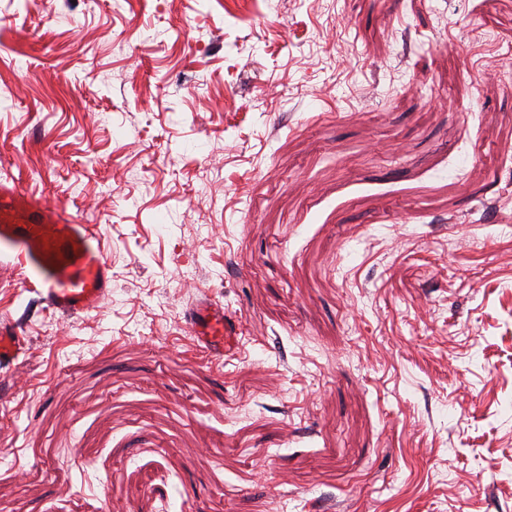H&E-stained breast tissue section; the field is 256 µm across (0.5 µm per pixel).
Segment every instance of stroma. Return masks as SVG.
Here are the masks:
<instances>
[{
    "mask_svg": "<svg viewBox=\"0 0 512 512\" xmlns=\"http://www.w3.org/2000/svg\"><path fill=\"white\" fill-rule=\"evenodd\" d=\"M115 2L0 0V177L112 266L0 270V512H512V0ZM193 339L210 358H224L238 344L239 326L224 314L222 303L205 297L187 312ZM15 322L0 320V368L16 363L27 352L28 343Z\"/></svg>",
    "mask_w": 512,
    "mask_h": 512,
    "instance_id": "obj_1",
    "label": "stroma"
}]
</instances>
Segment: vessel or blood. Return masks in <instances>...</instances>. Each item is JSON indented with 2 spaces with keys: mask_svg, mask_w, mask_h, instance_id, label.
Instances as JSON below:
<instances>
[{
  "mask_svg": "<svg viewBox=\"0 0 512 512\" xmlns=\"http://www.w3.org/2000/svg\"><path fill=\"white\" fill-rule=\"evenodd\" d=\"M25 272L27 287L64 317L97 310L112 290V275L101 238L66 210L48 205L19 183L0 180V257ZM187 321L198 347L211 358L233 352L239 327L221 303L196 302ZM28 343L18 324L0 320V368L16 363Z\"/></svg>",
  "mask_w": 512,
  "mask_h": 512,
  "instance_id": "obj_1",
  "label": "vessel or blood"
}]
</instances>
